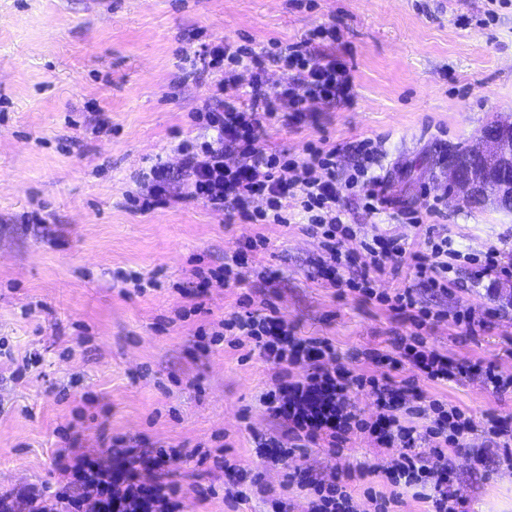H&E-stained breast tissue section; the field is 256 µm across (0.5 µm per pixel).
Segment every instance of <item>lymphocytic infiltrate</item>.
Returning <instances> with one entry per match:
<instances>
[{"label":"lymphocytic infiltrate","mask_w":512,"mask_h":512,"mask_svg":"<svg viewBox=\"0 0 512 512\" xmlns=\"http://www.w3.org/2000/svg\"><path fill=\"white\" fill-rule=\"evenodd\" d=\"M335 35V26H321L276 54L216 40L190 59V75L208 72L215 79L201 107L190 115L193 125L205 130V137L185 139L177 146L185 176L184 197L239 216L248 224L289 225L293 218L289 206L297 204L306 220V232L321 240L324 256L318 267L327 284L389 306L412 327L410 335L395 337L389 349L364 351V359L376 371L357 374L331 340L297 335L273 306L226 319L223 329L231 335L232 346L253 343L275 369L272 386L260 401L268 416L285 423L288 431L264 439L267 457L283 460L292 449L310 444L322 443L336 450L350 435L368 434L379 447L393 453L386 470L393 486L426 490L431 512H459V500L449 485L453 465L448 451L466 447L474 429L472 419L460 406L426 399L412 381H399L393 375L407 364L417 376L445 384L475 371L495 392L512 389V375L432 350L421 334L442 314L422 306L415 289L447 292L451 260L458 257V250L432 225L426 226L417 249L405 238L386 232L358 238L347 222L344 200L358 197L371 214L379 209L381 199L374 189L378 179L371 176L369 167L375 152L372 140L354 146L355 161L341 178L336 175L340 148L310 143L298 157L285 150L269 152L259 145L261 134L270 127L315 121L310 109L313 101L352 103L349 68L312 48L315 39ZM271 63L294 71V82L267 91L265 73ZM243 70L251 73L248 100L225 97V86L237 81ZM232 155L239 157V164H228ZM257 197L264 199V208H251V200ZM405 260L414 271L416 287L392 294L377 291V278L398 270ZM356 390L372 398L373 416H363L354 406L351 395ZM110 456L107 465L87 456L74 465H62L66 483L55 492L53 501L30 496L29 512H91L95 507L101 512H176L178 488L167 481L161 467L164 458L181 460L180 449L157 450L140 440L118 439ZM148 470L155 477L146 484L141 474ZM297 477L300 487L315 494L309 512H390V499L376 493L357 501L349 489L351 474L316 480L301 471Z\"/></svg>","instance_id":"1"}]
</instances>
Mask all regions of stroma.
I'll return each mask as SVG.
<instances>
[{"label": "stroma", "mask_w": 512, "mask_h": 512, "mask_svg": "<svg viewBox=\"0 0 512 512\" xmlns=\"http://www.w3.org/2000/svg\"><path fill=\"white\" fill-rule=\"evenodd\" d=\"M324 24L337 37L314 47L350 68L353 105L314 102L316 124L272 127L262 147L298 155L310 141H377L372 173L386 204L370 216L348 201L358 237L416 239L409 216L419 211L455 249L494 247L512 264V212L448 202L434 166L491 120L512 119V0H0V494L15 505L25 506L30 488L56 490L57 455L106 463L111 441L125 438L188 453L164 465L180 488L179 512H271L274 498L307 512L310 490L288 483L286 465L258 448L259 437L285 429L260 403L271 366L252 344L233 348L212 332L246 296L348 353L386 347L409 324L321 280L319 240L301 225L231 220L177 189L150 211L128 196L157 163L183 179L173 146L199 135L189 114L208 89L183 69L203 44L284 47ZM102 118L110 132L94 133ZM248 237L266 244L248 253L241 282L198 293L197 270L223 264ZM121 271L158 285L137 292ZM473 273L461 265L459 287L445 295L419 289L423 304L446 313L423 335L440 353L512 374V300L501 294L512 279L475 286ZM466 307L493 311L472 335L452 319ZM417 385L476 425L452 456L465 512H512V452L491 449L479 464L471 455L485 444L484 413L512 417V392L494 393L476 376ZM216 456L260 475L263 493L229 498ZM390 459L354 436L339 453L303 448L293 461L324 478L363 466L355 498L370 488L398 495L395 512H429L387 481ZM202 488L211 491L204 500Z\"/></svg>", "instance_id": "obj_1"}]
</instances>
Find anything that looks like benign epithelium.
I'll return each instance as SVG.
<instances>
[{
    "instance_id": "benign-epithelium-1",
    "label": "benign epithelium",
    "mask_w": 512,
    "mask_h": 512,
    "mask_svg": "<svg viewBox=\"0 0 512 512\" xmlns=\"http://www.w3.org/2000/svg\"><path fill=\"white\" fill-rule=\"evenodd\" d=\"M472 151L483 160L482 167L467 179L455 167L445 170L448 192L462 202L479 189L485 200L495 205L503 198H512V179H499L500 172L512 169V124L497 127L495 134L481 133Z\"/></svg>"
}]
</instances>
